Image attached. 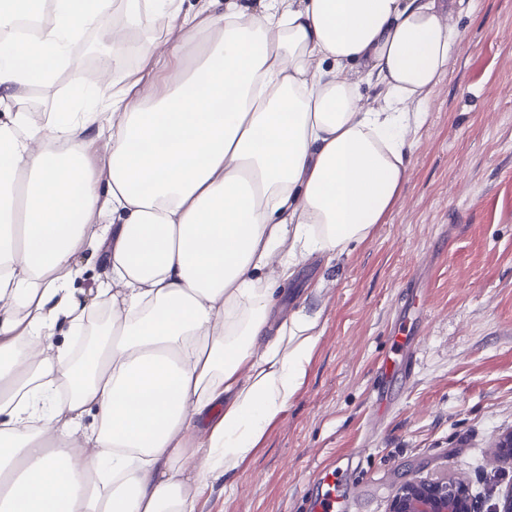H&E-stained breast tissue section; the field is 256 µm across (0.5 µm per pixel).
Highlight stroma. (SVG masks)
I'll return each mask as SVG.
<instances>
[{"mask_svg":"<svg viewBox=\"0 0 512 512\" xmlns=\"http://www.w3.org/2000/svg\"><path fill=\"white\" fill-rule=\"evenodd\" d=\"M453 21L461 41L411 136L401 203L369 240L277 289L321 336L233 490L204 495L201 512H299L326 467L360 485L341 512H388L401 484L446 473L493 512L512 486L493 451L512 430V0H457ZM413 279L426 295L409 306ZM398 338L412 373L380 403L376 369Z\"/></svg>","mask_w":512,"mask_h":512,"instance_id":"1","label":"stroma"}]
</instances>
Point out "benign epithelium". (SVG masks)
Segmentation results:
<instances>
[{
  "instance_id": "1",
  "label": "benign epithelium",
  "mask_w": 512,
  "mask_h": 512,
  "mask_svg": "<svg viewBox=\"0 0 512 512\" xmlns=\"http://www.w3.org/2000/svg\"><path fill=\"white\" fill-rule=\"evenodd\" d=\"M389 512H472L468 488L451 476L401 485Z\"/></svg>"
}]
</instances>
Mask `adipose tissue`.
<instances>
[{
	"label": "adipose tissue",
	"instance_id": "adipose-tissue-1",
	"mask_svg": "<svg viewBox=\"0 0 512 512\" xmlns=\"http://www.w3.org/2000/svg\"><path fill=\"white\" fill-rule=\"evenodd\" d=\"M47 4L36 39L0 43V512H198L317 344L318 319L284 316L275 285L368 240L400 201L455 5ZM145 13L162 36L138 45ZM90 29L110 50L86 104L36 121L27 92L53 89ZM86 251L94 304L74 288Z\"/></svg>",
	"mask_w": 512,
	"mask_h": 512
}]
</instances>
